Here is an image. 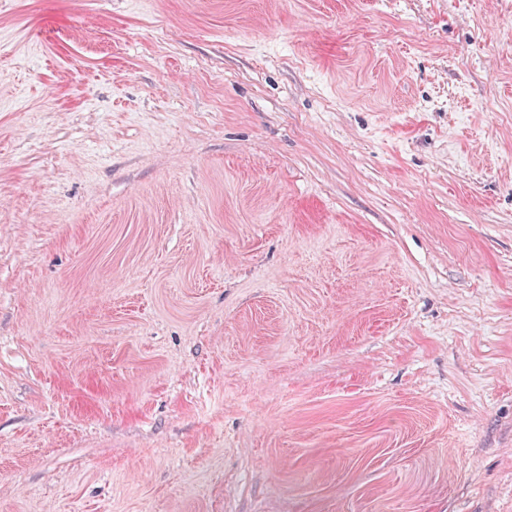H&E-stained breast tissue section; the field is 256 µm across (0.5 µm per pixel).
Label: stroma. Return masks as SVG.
Segmentation results:
<instances>
[{
    "instance_id": "obj_1",
    "label": "stroma",
    "mask_w": 512,
    "mask_h": 512,
    "mask_svg": "<svg viewBox=\"0 0 512 512\" xmlns=\"http://www.w3.org/2000/svg\"><path fill=\"white\" fill-rule=\"evenodd\" d=\"M0 512H512V0H0Z\"/></svg>"
}]
</instances>
